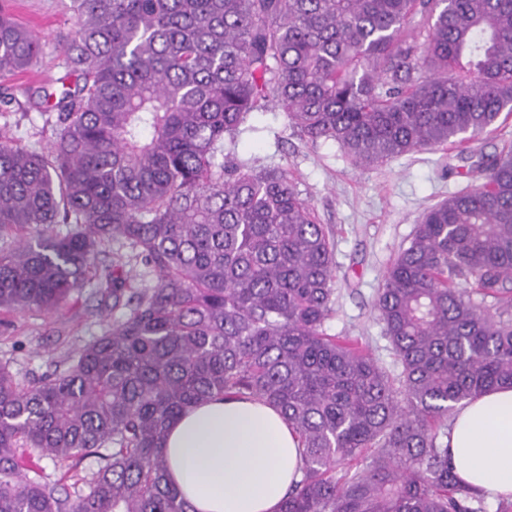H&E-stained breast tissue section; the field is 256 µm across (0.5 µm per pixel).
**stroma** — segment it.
<instances>
[{"label": "stroma", "instance_id": "1", "mask_svg": "<svg viewBox=\"0 0 512 512\" xmlns=\"http://www.w3.org/2000/svg\"><path fill=\"white\" fill-rule=\"evenodd\" d=\"M11 9L19 22L40 36L44 48L42 61L33 70L0 76V93L12 98L8 114L0 115V125L11 124L15 135L47 148L53 130L32 109L29 88L61 75L59 40L70 27L71 15L61 0H13ZM237 153L257 167L285 169L318 221L332 232L336 313L328 323L330 333L359 338L380 362L393 366L394 356L374 309L377 292L424 210L468 186L467 161L453 151L437 149L365 167L335 144L307 143L273 103L242 125ZM10 319V325H0V362L9 363L16 379L26 385L66 368L71 354L101 334L112 311L101 306L88 286L57 314L25 311Z\"/></svg>", "mask_w": 512, "mask_h": 512}]
</instances>
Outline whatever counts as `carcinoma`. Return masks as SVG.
<instances>
[{"label":"carcinoma","instance_id":"obj_1","mask_svg":"<svg viewBox=\"0 0 512 512\" xmlns=\"http://www.w3.org/2000/svg\"><path fill=\"white\" fill-rule=\"evenodd\" d=\"M69 9L61 87L36 92L50 150L0 133V311L54 313L92 281L112 323L32 385L0 362V512H194L166 433L226 398L275 407L301 441L280 512H488L445 439L457 405L512 386V148L477 155L387 269L396 375L327 333L335 245L287 171L233 155L271 100L364 166L491 131L512 112V0ZM41 53L0 0V72ZM87 455L84 490L25 473Z\"/></svg>","mask_w":512,"mask_h":512}]
</instances>
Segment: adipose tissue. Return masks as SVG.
Listing matches in <instances>:
<instances>
[{
  "mask_svg": "<svg viewBox=\"0 0 512 512\" xmlns=\"http://www.w3.org/2000/svg\"><path fill=\"white\" fill-rule=\"evenodd\" d=\"M165 454L173 484L195 512H279L302 476L298 436L260 402L217 399L192 407L169 428ZM448 455L464 484L512 497V387L456 409Z\"/></svg>",
  "mask_w": 512,
  "mask_h": 512,
  "instance_id": "adipose-tissue-1",
  "label": "adipose tissue"
}]
</instances>
